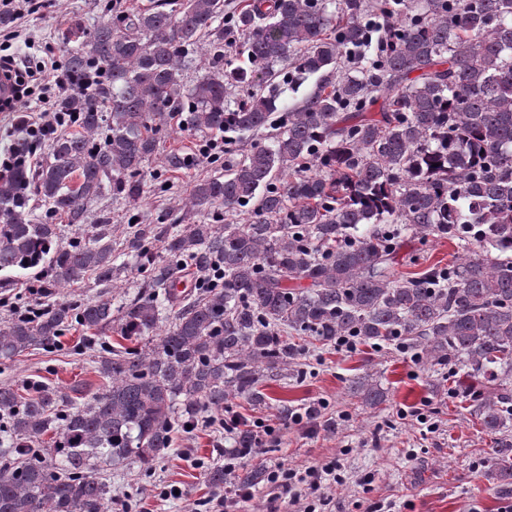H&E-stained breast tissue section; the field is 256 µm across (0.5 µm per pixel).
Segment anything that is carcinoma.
Segmentation results:
<instances>
[{
    "instance_id": "obj_1",
    "label": "carcinoma",
    "mask_w": 512,
    "mask_h": 512,
    "mask_svg": "<svg viewBox=\"0 0 512 512\" xmlns=\"http://www.w3.org/2000/svg\"><path fill=\"white\" fill-rule=\"evenodd\" d=\"M100 9L107 19L77 24L64 58L75 87L58 108L79 113L78 132L56 137L38 170L0 176V271L44 266L37 287L50 297L87 276L114 288L135 270L137 291L55 302L0 328V359H12L58 347L76 325L106 380L82 403L49 384H0V512H109L103 467L147 468L201 413L263 399L259 385L294 364L304 337L392 344L463 372L494 437L495 492L512 497V0ZM242 84L259 90L240 101ZM174 112L201 137H228L224 171L193 186L192 224L129 216V265L106 239L111 213L89 206L167 190L144 164ZM262 130L265 141L241 144ZM194 160L169 152L162 167ZM38 205L95 231L59 247L62 225ZM221 210L248 222L213 223ZM410 235L469 251L399 276ZM115 322L130 345L101 342ZM351 390L371 409L387 401L366 378Z\"/></svg>"
}]
</instances>
